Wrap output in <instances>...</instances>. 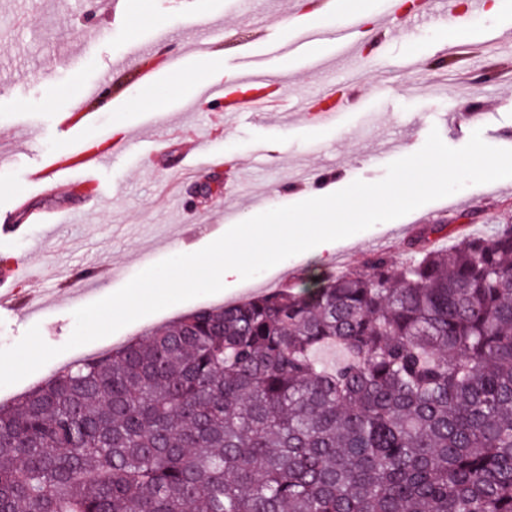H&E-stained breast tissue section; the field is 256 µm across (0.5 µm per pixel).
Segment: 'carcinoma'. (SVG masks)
I'll return each instance as SVG.
<instances>
[{"label":"carcinoma","mask_w":512,"mask_h":512,"mask_svg":"<svg viewBox=\"0 0 512 512\" xmlns=\"http://www.w3.org/2000/svg\"><path fill=\"white\" fill-rule=\"evenodd\" d=\"M446 228L0 404V512H512V225Z\"/></svg>","instance_id":"obj_1"}]
</instances>
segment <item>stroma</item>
Instances as JSON below:
<instances>
[{"label": "stroma", "mask_w": 512, "mask_h": 512, "mask_svg": "<svg viewBox=\"0 0 512 512\" xmlns=\"http://www.w3.org/2000/svg\"><path fill=\"white\" fill-rule=\"evenodd\" d=\"M285 0H126L115 19L102 17L88 0H0V215L15 229L0 232V272L27 266L46 294L33 315H0V349L15 345L32 326L60 348L56 356L23 380L0 387L4 403L45 382L74 361L99 355L129 340H144L162 324L200 307H214L269 292L297 281L312 268L305 254L289 258L215 294L197 297L142 317L115 333L66 349L75 326L74 310L107 297L146 268L174 256L177 248L198 251L229 228L263 210L304 201L309 190L333 193L352 182L375 183L392 161L419 151L431 130L449 147L464 146L474 130L494 147L512 149V11L486 12L459 42L455 64L438 72L424 66L448 42L445 23L412 33L386 31L375 60L331 61L336 89L355 98L340 128L323 127L308 114L323 83L306 62L272 61L273 73L288 81V109L262 117L241 115L225 125L223 113L204 109L196 89L181 75L200 66L194 42L224 28V60L241 48L263 54L250 41L251 23L283 8ZM110 26L107 39L98 31ZM188 46L182 63L157 66L152 94L127 61L130 51L151 41L158 28ZM487 30L504 33L496 47L486 45ZM482 70H495L481 81ZM102 67L112 70L121 95L98 108L94 125L60 130L57 112L72 109ZM78 139L112 140L119 150L101 174L100 185L72 179L58 190L30 191L25 173L40 156L71 147ZM253 183L266 194L256 205L240 193ZM33 211H57L69 218L74 245L37 252L45 227L32 223ZM430 224L448 225L451 234L435 247L447 250L454 235L476 236L512 224V178L470 185L409 214L340 240L325 272L361 265L374 253L400 265L414 259L408 240ZM93 270V284L72 296L70 277Z\"/></svg>", "instance_id": "obj_1"}]
</instances>
